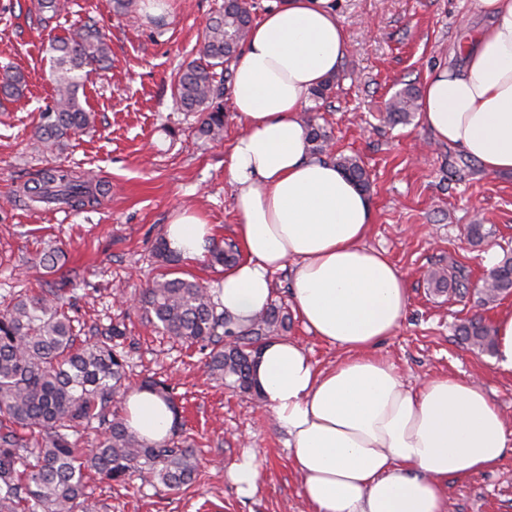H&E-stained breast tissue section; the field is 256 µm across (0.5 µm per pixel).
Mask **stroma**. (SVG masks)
Wrapping results in <instances>:
<instances>
[{
  "instance_id": "1",
  "label": "stroma",
  "mask_w": 512,
  "mask_h": 512,
  "mask_svg": "<svg viewBox=\"0 0 512 512\" xmlns=\"http://www.w3.org/2000/svg\"><path fill=\"white\" fill-rule=\"evenodd\" d=\"M224 0H169L162 18L116 16L111 0H70L69 9L40 24L35 0H0V62L26 80L22 98H0V306L21 292L38 293L68 279L69 314L81 338L96 339L113 324L112 340L128 361L127 384L149 377L167 381L195 441L199 476L171 491L137 478L127 484L90 479L100 512H313L292 464L287 437L261 400L211 380L199 346L158 333L137 298L159 273L153 246L175 213L199 215L218 242L236 241L234 190L224 174V153L240 127L226 117L224 139L197 132L200 117L172 97L180 65L197 59L207 20ZM348 49L339 79L318 111L332 150L361 158L371 183L375 216L367 245L386 250L408 279L410 304L394 336L374 353L394 364L413 386L437 376L478 380L512 422V377L492 366V355L471 347L456 331L460 321L512 308L479 310L475 291L489 254L512 250V175L484 173L461 150L437 141L421 124L390 127L379 119L386 101L411 84L423 86L440 67L457 68L485 19L477 0H335ZM106 34L109 72L84 78L94 130L75 137L61 161L110 184L95 207H34L21 200L24 182L53 160L34 138L39 114L54 85L50 46L87 22ZM491 228L472 244L466 229ZM65 244L60 274H44L42 252ZM459 267L467 294L436 293L425 277L432 268ZM260 466L254 497L238 496L225 473L244 449ZM448 512H512V447L493 470L446 484Z\"/></svg>"
}]
</instances>
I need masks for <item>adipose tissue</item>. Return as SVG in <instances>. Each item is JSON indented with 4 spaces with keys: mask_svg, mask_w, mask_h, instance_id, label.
Instances as JSON below:
<instances>
[{
    "mask_svg": "<svg viewBox=\"0 0 512 512\" xmlns=\"http://www.w3.org/2000/svg\"><path fill=\"white\" fill-rule=\"evenodd\" d=\"M479 8L488 25L471 37L462 68L427 76L419 118L484 172H512V0H479ZM346 50L334 0H275L254 23L233 65L242 131L224 157L247 258L215 292L244 326L271 301L272 273L290 268L306 330L344 354L320 370L302 346L274 338L253 371L315 512H448L447 479L493 469L512 430L477 381L435 377L416 388L370 354L399 328L407 281L386 252L366 244L371 198L310 153L301 117ZM210 236L186 211L166 229L169 248L188 259ZM125 417L148 441L175 423L171 405L147 390L128 397Z\"/></svg>",
    "mask_w": 512,
    "mask_h": 512,
    "instance_id": "adipose-tissue-1",
    "label": "adipose tissue"
}]
</instances>
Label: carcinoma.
Wrapping results in <instances>:
<instances>
[{
  "label": "carcinoma",
  "instance_id": "1",
  "mask_svg": "<svg viewBox=\"0 0 512 512\" xmlns=\"http://www.w3.org/2000/svg\"><path fill=\"white\" fill-rule=\"evenodd\" d=\"M41 20L52 21L65 8L63 0H36ZM248 0H224L222 10L206 26L200 58L179 69L175 98L186 112L201 115L200 135L217 140L224 133V83L231 81V63L239 56L251 29ZM56 97L40 116L37 140L51 152H63L71 139L93 127L95 113L80 102L84 90L81 72L106 70L110 47L106 36L85 25L52 44ZM26 81L19 71L0 77V95L24 94ZM416 89L408 85L386 105L384 119L407 125L417 110ZM309 150L325 156L362 189L370 183L362 160L330 150L331 137L316 118H306ZM108 191L92 176L76 175L60 165L37 172L23 186L31 203L64 204L74 210L92 208ZM66 260L60 247L43 254L39 266L59 271ZM212 266L233 267L240 260L232 244L213 242L207 248ZM428 282L438 293L448 281L467 288L463 269L453 273L435 269ZM66 281L39 294H18L0 310V512H94L87 479L95 474L105 481H127L148 473L165 487L179 490L192 485L199 464L188 438L173 428L172 436L149 443L130 430L125 418L112 411L127 396L126 359L110 344L123 335L114 325L107 337L77 344L74 320L61 304ZM512 293V253H505L478 289V302L488 305ZM154 327L173 338L197 345L206 354L211 379L258 396L252 371L256 355L269 337L288 331V314L270 303L242 329L224 313L213 290L196 279L163 273L142 291L141 299ZM457 331L463 340L484 352L495 346L494 329L480 317L462 321ZM147 389L175 404L170 386L146 380ZM98 428L94 447L79 455L75 437Z\"/></svg>",
  "mask_w": 512,
  "mask_h": 512
}]
</instances>
